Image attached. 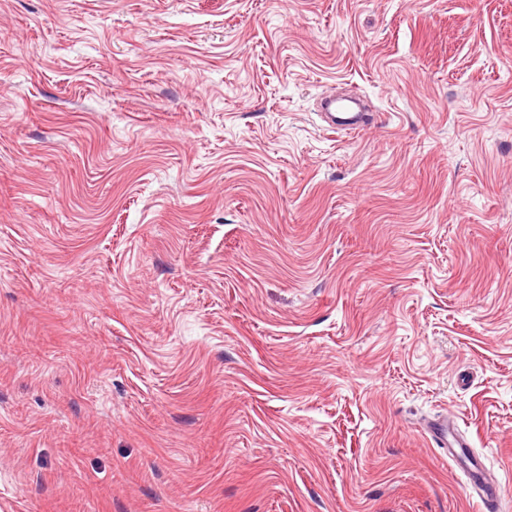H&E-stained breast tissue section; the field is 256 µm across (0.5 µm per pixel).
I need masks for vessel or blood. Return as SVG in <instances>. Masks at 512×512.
<instances>
[{"mask_svg": "<svg viewBox=\"0 0 512 512\" xmlns=\"http://www.w3.org/2000/svg\"><path fill=\"white\" fill-rule=\"evenodd\" d=\"M326 120L347 132L361 131L369 124L364 112H350L342 119L330 112ZM425 432L435 442L447 447L449 461L462 471L469 496L481 501L484 512H506L512 505V496L503 493L498 483L487 479L485 468L474 455L468 437L459 432L454 422L445 418L431 420L426 424Z\"/></svg>", "mask_w": 512, "mask_h": 512, "instance_id": "b4317fda", "label": "vessel or blood"}]
</instances>
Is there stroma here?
<instances>
[{
    "label": "stroma",
    "mask_w": 512,
    "mask_h": 512,
    "mask_svg": "<svg viewBox=\"0 0 512 512\" xmlns=\"http://www.w3.org/2000/svg\"><path fill=\"white\" fill-rule=\"evenodd\" d=\"M0 30V512H482L442 414L512 492V0ZM323 114L331 128L341 131L359 132L370 124L369 113L366 112H341V114L346 115V118H342L337 126L336 113L325 112Z\"/></svg>",
    "instance_id": "1"
}]
</instances>
